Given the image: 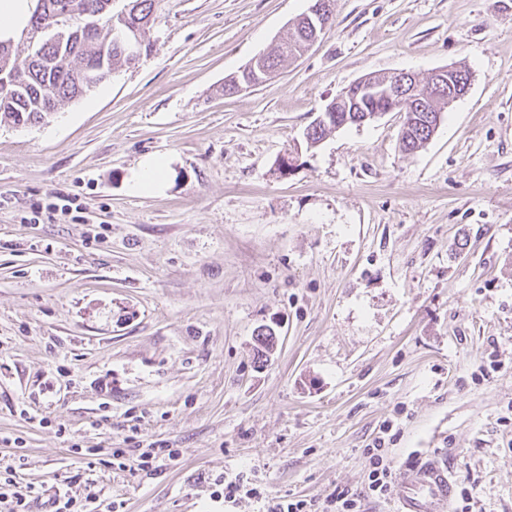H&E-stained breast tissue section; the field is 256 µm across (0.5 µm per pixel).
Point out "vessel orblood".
Listing matches in <instances>:
<instances>
[{"instance_id": "1", "label": "vessel or blood", "mask_w": 512, "mask_h": 512, "mask_svg": "<svg viewBox=\"0 0 512 512\" xmlns=\"http://www.w3.org/2000/svg\"><path fill=\"white\" fill-rule=\"evenodd\" d=\"M454 482L444 460L428 455L415 461L397 485L393 512H448Z\"/></svg>"}]
</instances>
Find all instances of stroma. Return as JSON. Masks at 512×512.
I'll return each mask as SVG.
<instances>
[{"label":"stroma","mask_w":512,"mask_h":512,"mask_svg":"<svg viewBox=\"0 0 512 512\" xmlns=\"http://www.w3.org/2000/svg\"><path fill=\"white\" fill-rule=\"evenodd\" d=\"M311 4L161 0L135 64L0 125V483L34 512H262L217 493L240 472L390 512L365 453L387 427L393 481L436 454L469 512H512V0H333L304 56L224 95ZM448 65L471 87L417 152L399 112L307 146L350 84ZM154 155L162 191L133 193ZM59 196L81 218L30 223Z\"/></svg>","instance_id":"obj_1"}]
</instances>
